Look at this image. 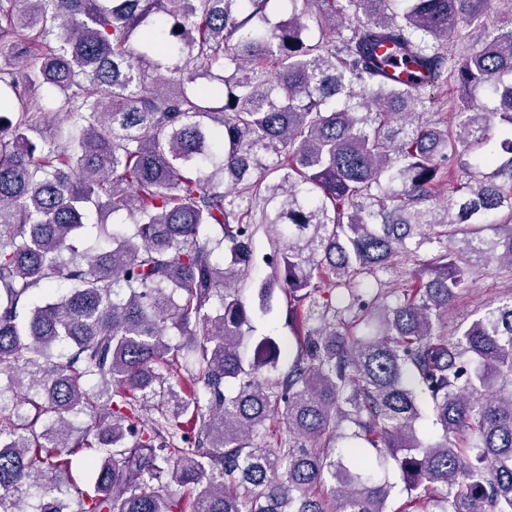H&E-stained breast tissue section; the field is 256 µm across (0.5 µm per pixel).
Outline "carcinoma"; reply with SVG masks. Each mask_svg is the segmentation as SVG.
Segmentation results:
<instances>
[{"instance_id": "obj_1", "label": "carcinoma", "mask_w": 512, "mask_h": 512, "mask_svg": "<svg viewBox=\"0 0 512 512\" xmlns=\"http://www.w3.org/2000/svg\"><path fill=\"white\" fill-rule=\"evenodd\" d=\"M269 2L0 0V512H387L370 448L412 512H512V289L443 332L512 277V0ZM425 98V114L423 119L437 120L442 116H448L450 112L449 101L455 98L454 92L450 85L442 84L441 82L435 83L422 91ZM438 113V114H437ZM270 250L264 227L260 225L254 237V260L250 267V273L241 284L245 301L248 304L252 303L257 286L270 274L271 269L264 262V258ZM433 254H435V252L432 251L421 253L417 265L410 266V268L407 267V271H405L404 268H400L397 269V272L394 271L392 273L381 275L380 278L384 282L383 288H405L407 284V279H409V277L411 276L412 270L421 269L422 267L426 266V264H428L431 261ZM508 288L512 289V279L502 275L479 273L474 276L467 291L448 314V329L458 317L471 314L476 307L488 303ZM273 306L272 313L267 316H255L253 318L252 326L254 331L252 332L251 340H258L263 336H272L284 344L285 351L275 372V374H278L288 370L295 354L296 344L288 327V321H286V302L279 289H275ZM386 476L389 482L394 486L389 499V510L390 512H403L401 510L407 494L404 490L401 473L392 460H390V463L387 466Z\"/></svg>"}]
</instances>
